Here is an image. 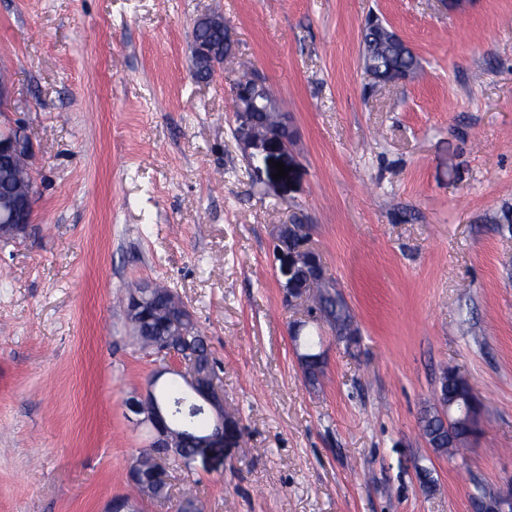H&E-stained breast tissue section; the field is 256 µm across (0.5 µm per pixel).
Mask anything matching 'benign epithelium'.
I'll use <instances>...</instances> for the list:
<instances>
[{
  "label": "benign epithelium",
  "instance_id": "obj_1",
  "mask_svg": "<svg viewBox=\"0 0 512 512\" xmlns=\"http://www.w3.org/2000/svg\"><path fill=\"white\" fill-rule=\"evenodd\" d=\"M13 98L12 76L0 70V106L11 103ZM234 107L237 126L234 137L243 152L250 158L257 152L271 147L286 150L288 147V117L282 115L278 124L262 127L258 112L273 106L276 100L270 95L265 81L259 77L236 87ZM23 155L32 159L33 144L23 131L0 133V154ZM34 195L23 193L6 199L0 205V239L12 240L27 233L32 222ZM275 251L281 260V273L285 279L282 288L286 290L288 303H301L307 299V286L314 282H327L318 254L308 245L300 224H280L275 235ZM154 294V286L144 284L128 297L127 311L134 323H141ZM189 310L175 302L170 307L169 330L174 336L183 334L184 322ZM170 374L183 379L193 393V409L210 413L213 424L202 431H189L173 424L170 405L157 400L154 387L159 379ZM217 376L199 363L196 357H184L171 353L168 363L156 372L145 392L126 402L127 410L137 416L136 423L147 424L153 432V440L144 450L154 463L153 473L146 476L137 463L130 468V479L142 488L152 480L170 481L165 465L167 458H180L184 445L192 447L191 459L208 458L225 448L237 446L240 435L236 417L224 413V394L216 384ZM487 512H512V486L498 491L490 500L484 501Z\"/></svg>",
  "mask_w": 512,
  "mask_h": 512
}]
</instances>
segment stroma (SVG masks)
<instances>
[{"instance_id":"1","label":"stroma","mask_w":512,"mask_h":512,"mask_svg":"<svg viewBox=\"0 0 512 512\" xmlns=\"http://www.w3.org/2000/svg\"><path fill=\"white\" fill-rule=\"evenodd\" d=\"M205 13L234 59L200 84ZM373 15L420 60L375 90ZM0 66L36 154L29 231L0 242V512L136 499L150 434L124 402L163 362L119 299L143 282L192 312L242 432L142 512L188 485L203 512H478L476 484H512V0H0ZM245 71L288 115L270 162L233 135ZM281 224L304 225L357 344L285 303ZM295 332L325 353L318 385ZM450 367L479 403L463 466L421 429Z\"/></svg>"}]
</instances>
